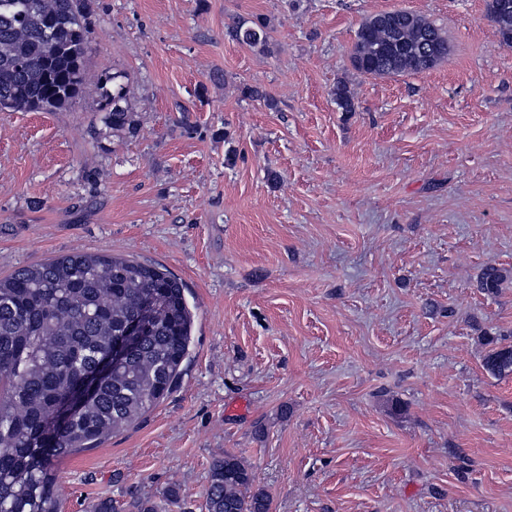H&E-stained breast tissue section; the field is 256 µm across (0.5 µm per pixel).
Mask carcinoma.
Segmentation results:
<instances>
[{
	"instance_id": "1",
	"label": "carcinoma",
	"mask_w": 512,
	"mask_h": 512,
	"mask_svg": "<svg viewBox=\"0 0 512 512\" xmlns=\"http://www.w3.org/2000/svg\"><path fill=\"white\" fill-rule=\"evenodd\" d=\"M90 0H0V110L57 111L81 96L90 49ZM487 15L512 44V0H488ZM227 33L263 50L268 24L233 18ZM451 44L433 21L394 10L364 19L350 64L375 77L430 70ZM343 112L353 94L333 89ZM112 127L130 122L125 76L112 73ZM512 286V269L485 266L478 288L494 295ZM153 330L68 413L64 399L147 301ZM193 314L183 285L166 270L129 258L75 254L50 258L0 278V512H60L59 462L102 446L171 390L188 353ZM493 375L512 372V348L494 347L484 361ZM252 469L224 453L213 463L207 512H270Z\"/></svg>"
}]
</instances>
